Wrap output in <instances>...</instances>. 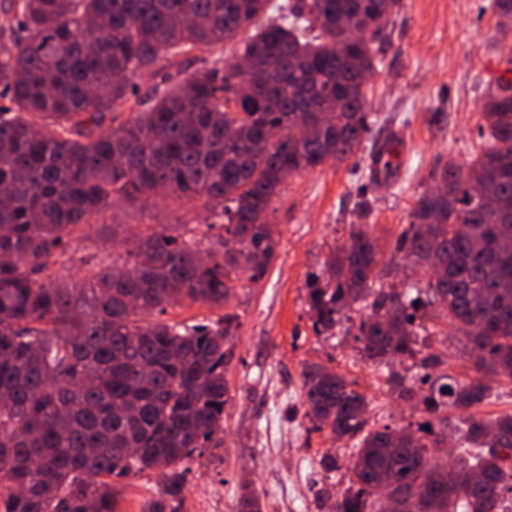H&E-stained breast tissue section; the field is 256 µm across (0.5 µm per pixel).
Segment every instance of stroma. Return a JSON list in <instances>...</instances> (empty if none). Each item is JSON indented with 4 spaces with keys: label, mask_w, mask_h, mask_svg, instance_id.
I'll return each instance as SVG.
<instances>
[{
    "label": "stroma",
    "mask_w": 512,
    "mask_h": 512,
    "mask_svg": "<svg viewBox=\"0 0 512 512\" xmlns=\"http://www.w3.org/2000/svg\"><path fill=\"white\" fill-rule=\"evenodd\" d=\"M488 3L403 0L368 96L369 146L390 134L401 142L393 175L371 180L368 146L344 162L288 177L268 209L280 237L263 280L241 281L223 308L185 300L164 313V320L187 325L226 315L234 319V334L225 345L224 431L218 445L181 465L183 512H237L246 483L260 493L264 512H332L333 497L347 485L353 442L334 439L329 429H317L305 417V365L333 369L363 394L369 429L420 421L415 400L392 393L388 375L396 373L416 389L423 368L408 359L364 358L355 341L357 321L315 329L307 285L322 277L329 248L346 243L351 226L363 222L383 251L379 269L385 284L399 288L424 279V271L392 246L409 224L418 194L434 187L446 164L466 165L483 146L478 128L484 95L512 54V32L500 30ZM362 200L369 203L365 216L357 207ZM207 221L206 212L186 202L151 197L115 203L90 231L68 239L72 260L61 274L79 280L103 262L125 263L148 224L167 225L175 235L195 230L203 236L201 249L215 247L219 232L205 230ZM427 351L439 358L433 375H468L465 337L433 336ZM327 451L338 462L330 474L318 464ZM165 481L157 471L114 481L116 512H141Z\"/></svg>",
    "instance_id": "obj_1"
}]
</instances>
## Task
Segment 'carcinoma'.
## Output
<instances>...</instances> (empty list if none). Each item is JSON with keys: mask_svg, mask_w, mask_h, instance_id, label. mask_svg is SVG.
Wrapping results in <instances>:
<instances>
[{"mask_svg": "<svg viewBox=\"0 0 512 512\" xmlns=\"http://www.w3.org/2000/svg\"><path fill=\"white\" fill-rule=\"evenodd\" d=\"M502 30L512 0H492ZM402 0H11L0 26V512H115L112 479L166 470L142 512H182L184 460L224 432L232 318H155L184 299L224 306L240 273L260 282L279 231L267 211L285 178L355 155L369 133L368 81ZM224 66L140 96L133 78L203 48ZM247 61L239 70L233 59ZM512 58L483 103L486 146L419 194L394 250L428 282H381L380 247L352 227L309 284L315 328L362 311L367 358L420 354L437 319L468 338L475 376L435 379L422 421L366 429L365 397L320 364L302 371L305 415L354 440L334 512H512V413L488 415L512 378ZM138 115L112 126L114 112ZM186 201L224 218L219 248L141 233L131 267L79 281L54 272L64 238L114 199ZM457 413L464 448L437 455ZM474 479L459 492L465 474ZM239 512H262L242 487ZM492 394L489 401L481 410L485 414H498L502 411H512V381L504 379L500 383H493Z\"/></svg>", "mask_w": 512, "mask_h": 512, "instance_id": "obj_1", "label": "carcinoma"}]
</instances>
